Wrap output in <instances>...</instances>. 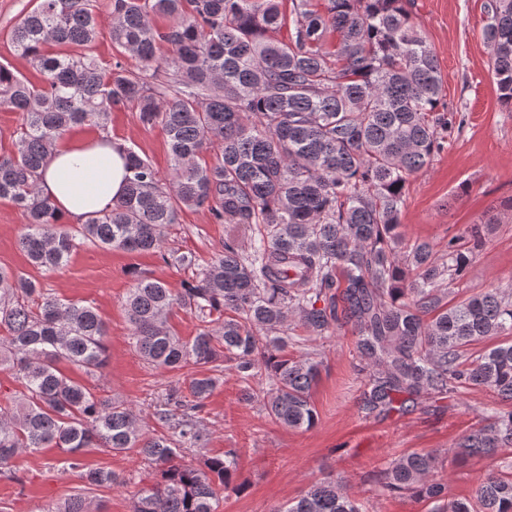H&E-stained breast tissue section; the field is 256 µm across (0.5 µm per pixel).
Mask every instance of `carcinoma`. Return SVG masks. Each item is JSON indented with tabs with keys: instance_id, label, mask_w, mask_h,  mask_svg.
I'll return each mask as SVG.
<instances>
[{
	"instance_id": "obj_1",
	"label": "carcinoma",
	"mask_w": 512,
	"mask_h": 512,
	"mask_svg": "<svg viewBox=\"0 0 512 512\" xmlns=\"http://www.w3.org/2000/svg\"><path fill=\"white\" fill-rule=\"evenodd\" d=\"M111 0V38L141 71L165 68L159 83L121 62L104 67L76 48L92 44L94 0H37L15 27L14 53L38 73L33 82L0 63V108L19 113L13 150L0 156V199L25 216L18 242L32 266L50 275L85 245L158 252L194 273L175 291L139 273L125 300L131 344L166 372L194 371L187 390L169 389L149 435L127 402L101 395L61 370L92 379L105 363L106 325L96 308L60 299L23 273L0 268V369L24 391L0 407V474L22 453L57 448L88 486L122 479L88 468V448L133 451L160 479L140 488L133 512H217L235 482L236 451L200 466L180 450L205 438L206 400L232 363L248 381L264 373L268 416L290 428L317 422L311 390L320 363L290 357V319L325 337L350 324L366 384L360 408L387 416L440 400L466 386L512 401V341L474 354L471 347L512 331V289H491L452 305L453 285L485 246L476 227L439 250L408 243L399 231L409 179L461 131L465 116L447 105L438 57L413 21L410 0ZM170 23L159 28L153 16ZM483 37L498 100L512 112V0H488ZM131 107L159 126L169 146V182L126 147L125 196L76 227L41 193L49 149L75 126L109 134L112 111ZM211 149V162L199 163ZM205 208L216 224L253 226L250 252L232 240L200 266L192 251L164 250L182 209ZM179 309L196 321L186 338L167 326ZM512 447V410L495 413L449 451L494 456ZM434 452H412L379 478L388 493L408 492L431 512H512V461L488 474L474 499L448 496L434 479ZM43 512H92L78 493ZM273 512H361L332 482H315Z\"/></svg>"
}]
</instances>
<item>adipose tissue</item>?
<instances>
[{
    "instance_id": "1",
    "label": "adipose tissue",
    "mask_w": 512,
    "mask_h": 512,
    "mask_svg": "<svg viewBox=\"0 0 512 512\" xmlns=\"http://www.w3.org/2000/svg\"><path fill=\"white\" fill-rule=\"evenodd\" d=\"M124 145L111 138L58 143L47 154L40 187L72 223L112 206L125 192Z\"/></svg>"
}]
</instances>
